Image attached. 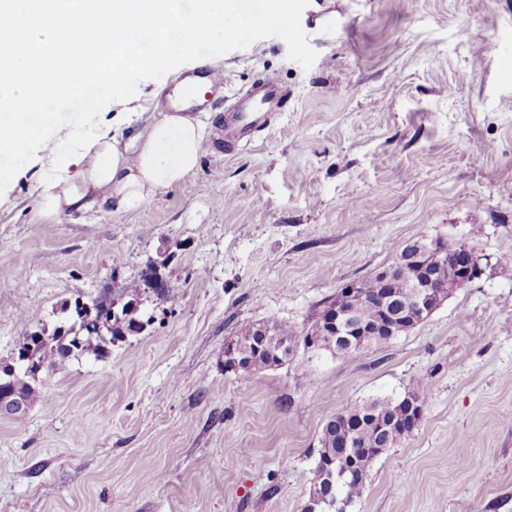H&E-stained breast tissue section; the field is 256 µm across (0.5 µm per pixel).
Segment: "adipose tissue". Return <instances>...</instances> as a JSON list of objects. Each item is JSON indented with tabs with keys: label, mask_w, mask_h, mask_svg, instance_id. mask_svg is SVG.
I'll return each instance as SVG.
<instances>
[{
	"label": "adipose tissue",
	"mask_w": 512,
	"mask_h": 512,
	"mask_svg": "<svg viewBox=\"0 0 512 512\" xmlns=\"http://www.w3.org/2000/svg\"><path fill=\"white\" fill-rule=\"evenodd\" d=\"M273 0H0V199L34 172L37 218L129 208L183 183L206 134L200 115L166 112L132 141L104 121L102 91L117 92L132 68H147L225 34H252L274 18ZM80 97L62 122L53 108Z\"/></svg>",
	"instance_id": "ef3b65f1"
}]
</instances>
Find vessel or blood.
<instances>
[{"mask_svg": "<svg viewBox=\"0 0 512 512\" xmlns=\"http://www.w3.org/2000/svg\"><path fill=\"white\" fill-rule=\"evenodd\" d=\"M288 101L278 78L266 75L246 94L238 96L234 109L224 115V140L231 146L250 143L252 133L268 127Z\"/></svg>", "mask_w": 512, "mask_h": 512, "instance_id": "b4317fda", "label": "vessel or blood"}]
</instances>
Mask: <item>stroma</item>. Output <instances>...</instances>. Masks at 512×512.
Returning a JSON list of instances; mask_svg holds the SVG:
<instances>
[{
    "label": "stroma",
    "mask_w": 512,
    "mask_h": 512,
    "mask_svg": "<svg viewBox=\"0 0 512 512\" xmlns=\"http://www.w3.org/2000/svg\"><path fill=\"white\" fill-rule=\"evenodd\" d=\"M205 64L224 91L180 186L79 223H36L29 176L0 199V363L78 299L133 298L147 319L42 372L23 420L0 416V512H304L325 420L422 384L418 429L350 512H512V0H278L248 40L130 70L104 99L139 114L119 136ZM266 74L284 111L224 153L225 109ZM419 232L481 267L428 319L359 353L225 367L241 326L306 331Z\"/></svg>",
    "instance_id": "35a3bbf8"
}]
</instances>
